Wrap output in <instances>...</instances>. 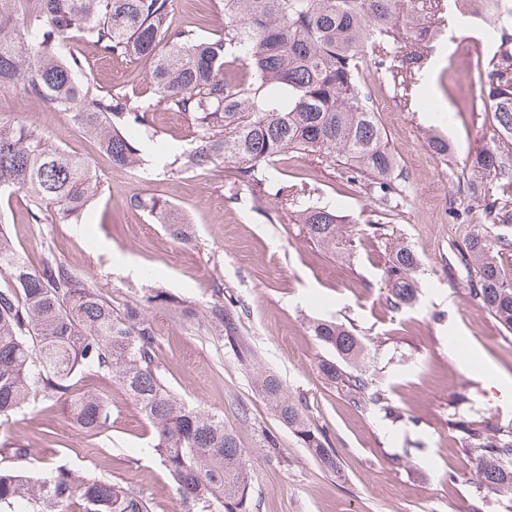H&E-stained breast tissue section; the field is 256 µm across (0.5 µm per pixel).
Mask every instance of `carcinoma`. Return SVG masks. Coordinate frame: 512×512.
<instances>
[{"instance_id":"cac0c4a2","label":"carcinoma","mask_w":512,"mask_h":512,"mask_svg":"<svg viewBox=\"0 0 512 512\" xmlns=\"http://www.w3.org/2000/svg\"><path fill=\"white\" fill-rule=\"evenodd\" d=\"M224 31L210 38L175 19L172 0H0V87L15 86L27 99L55 102L99 141L119 169L141 165L136 130L150 108L184 114L194 128L176 172H203L231 162L236 183L254 198L300 204L306 235L328 249L353 248L336 210L306 198V183H277L272 163L287 153L320 164L351 165L382 213L403 196L405 178L378 113L364 102V63L381 73L410 108L413 87L427 67L425 48L446 22V4L421 24L400 20L406 0H214ZM495 16L497 46L479 71L482 108L493 113L496 138L456 172L482 207L485 223L466 227L453 245L466 273L469 296L512 333V278L503 252L512 237V0H484ZM93 43L117 64L149 62L152 102L117 84L103 91L82 80L81 58L64 57L68 41ZM433 153H453L439 131ZM98 191L89 164L49 145L22 125H0V196L22 193L37 224L52 209L69 220ZM175 240L194 241L192 226L165 222ZM420 259L409 246L390 248L383 270L387 307L413 304L420 292ZM237 310L215 302L197 315L224 336L238 358L251 359L239 336ZM313 335L335 350L319 363L323 378L354 405H388L360 361L358 336L318 319ZM118 383L154 432L153 449L171 477L181 512H250L252 475L246 451L224 419L190 407L163 374L146 306L118 300L89 286L74 266L52 254L30 265L0 230V418L9 419L37 397L56 398L84 434L110 427L103 397L73 392L80 373ZM258 390L280 424L296 435L329 472L336 449L325 430L272 372L258 373ZM448 424L465 450L482 460L481 485L512 488V423L493 432L460 414ZM151 512L149 502L119 479L75 474L65 465L0 469V512Z\"/></svg>"}]
</instances>
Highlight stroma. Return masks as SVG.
Returning a JSON list of instances; mask_svg holds the SVG:
<instances>
[{"instance_id":"stroma-1","label":"stroma","mask_w":512,"mask_h":512,"mask_svg":"<svg viewBox=\"0 0 512 512\" xmlns=\"http://www.w3.org/2000/svg\"><path fill=\"white\" fill-rule=\"evenodd\" d=\"M173 8L199 36L224 29V15L211 0H174ZM477 34L472 22H449L427 79L416 84L420 111H407L390 86L378 83L376 102L385 108L380 120L407 185L379 225L364 223L370 201L347 167H327L296 153L276 164L274 179L307 181L314 201L345 217L344 229L357 242L347 252L310 240L292 208L273 200L258 204L245 187L231 185L230 165L175 174L177 156L193 139L181 113L147 112L138 138L143 164L125 171L112 166L70 113L0 88V124L26 125L49 145L89 160L100 182L78 220L61 222L50 213L43 223H32L24 196L17 194L0 199V223L32 265L51 252L71 261L92 287L149 300L169 386L190 405L222 416L247 452L250 512H512V490L479 485L480 459L448 427L462 396L475 426L512 421V396L486 382L491 368L512 377V333L476 305L463 272L449 262L465 225L482 222L452 172L494 133L491 113L479 109L476 77L494 47L457 50ZM70 50L82 59L84 76L98 85L121 83L141 100L151 98L146 62L116 65L85 41ZM435 126L453 143L449 158L428 146ZM134 194L155 198L193 224L195 242L178 243L152 214L131 208ZM437 196L448 206L440 221L430 209ZM397 242L410 245L421 260V292L414 304L393 310L385 304L383 269L386 247ZM215 301L236 306L239 333L259 366L276 373L292 395L305 397L338 454L340 472L322 470L280 425L258 395L252 369L238 362L223 336L198 330L181 314ZM318 318L342 323L362 338L367 370L386 390L395 414L378 405L353 407L322 378L319 361L332 351L310 330ZM74 389L107 400L108 430L82 434L62 402L41 399L0 423V442L31 448L35 466L68 464L121 479L150 501L152 512H180L152 448L151 428L121 386L83 373ZM270 433L279 439L275 457L265 448Z\"/></svg>"}]
</instances>
